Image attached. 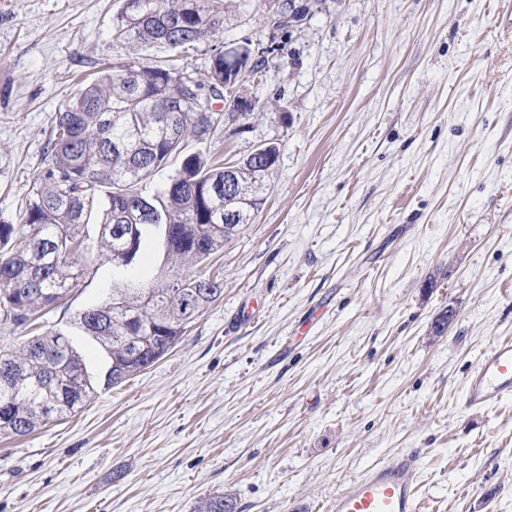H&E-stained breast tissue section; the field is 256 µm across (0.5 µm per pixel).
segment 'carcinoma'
Returning a JSON list of instances; mask_svg holds the SVG:
<instances>
[{
	"label": "carcinoma",
	"instance_id": "carcinoma-1",
	"mask_svg": "<svg viewBox=\"0 0 512 512\" xmlns=\"http://www.w3.org/2000/svg\"><path fill=\"white\" fill-rule=\"evenodd\" d=\"M251 0H123L112 20L116 40L147 53L185 52L215 35ZM234 61L218 51L208 84L145 58L82 85L56 114L55 137L25 195L18 224H0V331L21 334L77 288L89 270L110 265L109 296L86 306L70 324L53 325L19 347L0 335V438H20L82 411L99 386H117L166 355L224 293L221 278L201 271L214 254L255 223L264 178L275 169L279 143L224 170L188 142L205 143L219 118L211 98L240 93L266 59L240 45ZM226 112L232 122L264 112ZM181 158L161 186L154 173ZM162 256L156 273L129 276L146 246ZM95 342L104 370L89 371L75 337ZM193 512H237L233 493L207 494Z\"/></svg>",
	"mask_w": 512,
	"mask_h": 512
}]
</instances>
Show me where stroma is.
I'll use <instances>...</instances> for the list:
<instances>
[{
  "instance_id": "1",
  "label": "stroma",
  "mask_w": 512,
  "mask_h": 512,
  "mask_svg": "<svg viewBox=\"0 0 512 512\" xmlns=\"http://www.w3.org/2000/svg\"><path fill=\"white\" fill-rule=\"evenodd\" d=\"M121 0H0V224L81 78L138 52ZM263 0L187 52L268 62L245 132L189 142L218 165L280 155L254 224L209 261L224 294L178 344L76 416L0 439V512H322L370 465L419 449L424 512H512V399L467 409L479 355L512 338V0H320L268 41ZM87 274L44 321L99 301ZM456 311L439 336L431 325ZM193 512H236L237 501L233 493L207 494L195 500Z\"/></svg>"
}]
</instances>
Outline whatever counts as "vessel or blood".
<instances>
[{"label":"vessel or blood","mask_w":512,"mask_h":512,"mask_svg":"<svg viewBox=\"0 0 512 512\" xmlns=\"http://www.w3.org/2000/svg\"><path fill=\"white\" fill-rule=\"evenodd\" d=\"M465 404L474 410L512 399V340L492 344L465 382ZM420 455L407 450L344 481L324 503V512H422L415 474Z\"/></svg>","instance_id":"b4317fda"}]
</instances>
